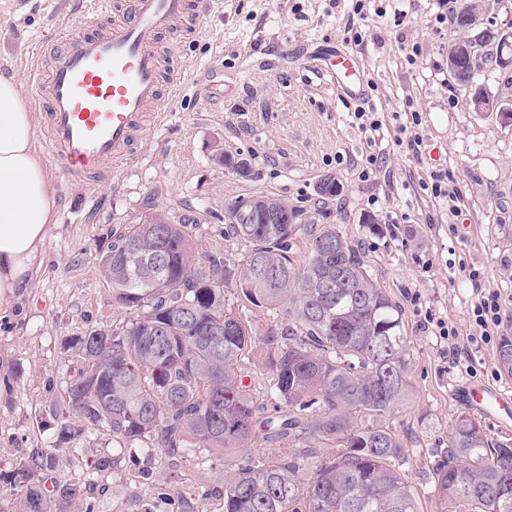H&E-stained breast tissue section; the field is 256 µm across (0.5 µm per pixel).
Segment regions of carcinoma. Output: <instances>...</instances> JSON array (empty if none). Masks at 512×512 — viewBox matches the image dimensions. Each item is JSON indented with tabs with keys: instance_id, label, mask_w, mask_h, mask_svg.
Listing matches in <instances>:
<instances>
[{
	"instance_id": "1",
	"label": "carcinoma",
	"mask_w": 512,
	"mask_h": 512,
	"mask_svg": "<svg viewBox=\"0 0 512 512\" xmlns=\"http://www.w3.org/2000/svg\"><path fill=\"white\" fill-rule=\"evenodd\" d=\"M448 65L456 84L476 81L500 62L497 30L474 0L452 10ZM475 45L478 51L467 52ZM484 112L512 107V99L478 89ZM323 200L337 196L332 176L317 186ZM254 204L255 223L240 210ZM290 212L291 224L271 216ZM226 223L248 251L237 262L207 259L224 273L215 282L192 250L185 224L157 214L156 224H130L101 255L103 280L131 319L95 329L70 347L84 368L66 390L61 436L86 422L106 428L117 447L88 463L117 467L126 454H161L171 471L207 452L216 467L224 451L257 442L330 443L316 461L308 451L249 458L224 472V486L182 499L178 512H200L223 501L221 512H419L405 478L407 455L387 423L409 391L411 358L398 306L374 282L360 252L334 224L298 223L300 212L268 197L237 199ZM308 239L306 261L288 257L297 234ZM246 304L240 312L226 294ZM281 312L278 323L256 330L252 311ZM264 352L267 404L252 397L255 379L244 368ZM499 365L512 377V336L502 337ZM56 456L36 448L16 463L13 512H95L85 488L58 483L50 495L43 474ZM434 497L454 512H512V443L495 442L470 415L460 413L448 447L432 467ZM172 504L166 484L129 503L127 512H163Z\"/></svg>"
}]
</instances>
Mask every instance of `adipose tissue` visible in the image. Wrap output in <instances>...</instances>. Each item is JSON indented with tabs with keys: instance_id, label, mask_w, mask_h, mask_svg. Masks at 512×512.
Segmentation results:
<instances>
[{
	"instance_id": "1",
	"label": "adipose tissue",
	"mask_w": 512,
	"mask_h": 512,
	"mask_svg": "<svg viewBox=\"0 0 512 512\" xmlns=\"http://www.w3.org/2000/svg\"><path fill=\"white\" fill-rule=\"evenodd\" d=\"M35 131L16 78L0 74V298L30 287L54 218L56 200L34 149Z\"/></svg>"
}]
</instances>
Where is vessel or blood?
<instances>
[{
    "label": "vessel or blood",
    "instance_id": "b4317fda",
    "mask_svg": "<svg viewBox=\"0 0 512 512\" xmlns=\"http://www.w3.org/2000/svg\"><path fill=\"white\" fill-rule=\"evenodd\" d=\"M90 11L111 15L108 29L88 34L74 29L28 71L31 96L45 109L48 161L72 181L98 186L93 176L130 159L144 130L147 114L173 108L183 84L173 57L159 42L163 32L202 29L190 18L188 0H89ZM314 67L346 99H364L366 81L353 57L335 47L315 52ZM467 404L483 415L512 408V396L482 386L465 394Z\"/></svg>",
    "mask_w": 512,
    "mask_h": 512
}]
</instances>
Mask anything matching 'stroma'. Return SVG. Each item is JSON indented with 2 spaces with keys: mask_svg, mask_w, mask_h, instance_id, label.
<instances>
[{
  "mask_svg": "<svg viewBox=\"0 0 512 512\" xmlns=\"http://www.w3.org/2000/svg\"><path fill=\"white\" fill-rule=\"evenodd\" d=\"M461 2L194 0L206 36L193 40L176 29L166 37L191 81L172 111L138 137L131 159L104 174L94 194L47 172L57 211L44 254L23 297L0 300V512L13 506L15 462L36 448L60 458L44 487L94 481L97 512H126L152 479L176 498L223 482V467L193 460L169 478L158 458L90 475L87 460L112 453L110 432L89 425L61 439L54 412L83 366L68 341L124 319L99 268L113 230L162 212L187 225L197 259L232 261L245 246L227 234L224 209L260 196L336 225L399 307L411 386L389 425L408 452L405 473L420 512H438L430 473L435 450L447 447L466 409L461 391L512 386L498 362L501 337L512 336V122L473 111L448 79L454 32L442 17ZM71 22L65 0H0V71L16 77L20 92L28 90L30 58ZM357 33L362 42H354ZM322 45L357 56L368 82L363 103L341 97L308 66L307 54ZM359 106L378 113L379 132L359 128ZM416 136L422 144L414 151L408 143ZM369 155L377 163L365 181L358 164ZM228 157L246 160L248 177L226 168ZM438 171L448 172L460 196L457 213L421 188ZM327 175L342 190L323 204L317 185ZM492 289L502 295L503 323L485 341L472 310ZM428 312L455 336L424 329ZM141 469L150 479L138 477Z\"/></svg>",
  "mask_w": 512,
  "mask_h": 512,
  "instance_id": "obj_1",
  "label": "stroma"
}]
</instances>
